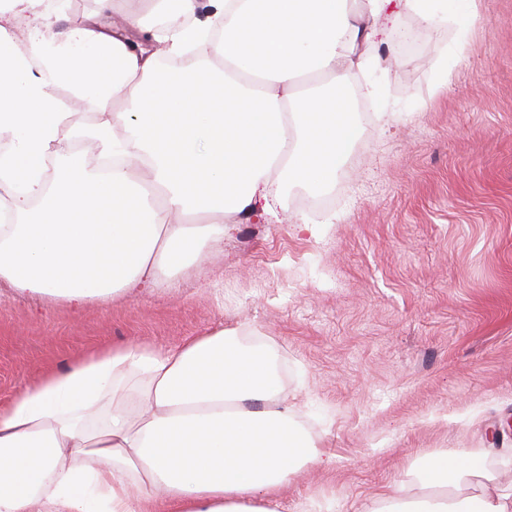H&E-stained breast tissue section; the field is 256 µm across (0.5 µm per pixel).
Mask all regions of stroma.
<instances>
[{"mask_svg": "<svg viewBox=\"0 0 512 512\" xmlns=\"http://www.w3.org/2000/svg\"><path fill=\"white\" fill-rule=\"evenodd\" d=\"M416 25L401 16L370 43L382 104L358 113L327 189L290 185L269 218L237 220L132 299L75 309L0 288V404L89 351L224 326L276 348L282 399L333 459L293 474L280 512L420 495L410 474L437 452L512 492V434L492 435L512 418V0H484L466 36L400 43Z\"/></svg>", "mask_w": 512, "mask_h": 512, "instance_id": "1", "label": "stroma"}]
</instances>
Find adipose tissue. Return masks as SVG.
<instances>
[{
    "label": "adipose tissue",
    "mask_w": 512,
    "mask_h": 512,
    "mask_svg": "<svg viewBox=\"0 0 512 512\" xmlns=\"http://www.w3.org/2000/svg\"><path fill=\"white\" fill-rule=\"evenodd\" d=\"M43 2H10L34 17L26 48L0 26V180L14 186L0 286L78 308L175 276L286 184L326 186L355 138L351 76L376 68L362 45L387 0H210L202 19L196 0H177L175 27L155 35L162 53L93 20L54 31ZM481 2L404 7L465 33ZM164 54L186 57L178 77L162 74ZM62 83L99 111L96 124L59 111ZM121 96L136 110L113 111ZM73 140L112 157L111 171L59 153L45 184L48 156ZM190 214L199 223H184ZM275 357L218 329L163 351L103 348L47 373L0 407V512H278L289 475L331 459L281 401ZM414 475L434 494L484 483L450 506L394 493L376 512H512V493L475 459L431 454Z\"/></svg>",
    "instance_id": "ef3b65f1"
}]
</instances>
